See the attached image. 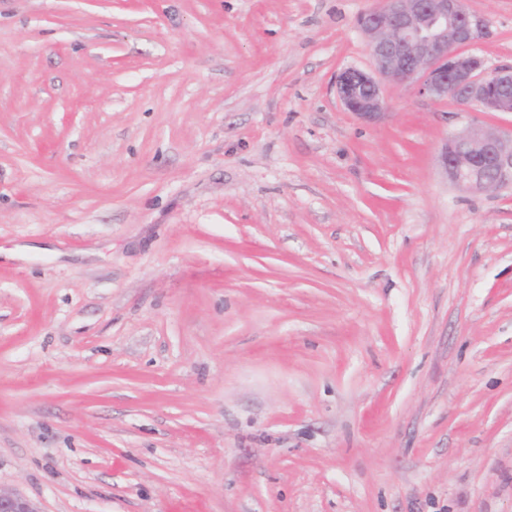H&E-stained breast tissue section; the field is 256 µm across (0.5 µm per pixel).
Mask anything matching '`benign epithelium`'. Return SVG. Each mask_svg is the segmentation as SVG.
<instances>
[{
	"label": "benign epithelium",
	"instance_id": "7a95c632",
	"mask_svg": "<svg viewBox=\"0 0 512 512\" xmlns=\"http://www.w3.org/2000/svg\"><path fill=\"white\" fill-rule=\"evenodd\" d=\"M358 27L370 67L346 68L336 76L337 95L348 111L366 120L384 112L383 83L390 80L464 111L512 112V66L491 70L481 56L465 52L486 29L465 0H380L359 16ZM440 162L463 191L511 188L512 131L470 123L448 136ZM0 512L40 509L24 495L0 489Z\"/></svg>",
	"mask_w": 512,
	"mask_h": 512
}]
</instances>
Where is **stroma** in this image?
<instances>
[{
	"label": "stroma",
	"mask_w": 512,
	"mask_h": 512,
	"mask_svg": "<svg viewBox=\"0 0 512 512\" xmlns=\"http://www.w3.org/2000/svg\"><path fill=\"white\" fill-rule=\"evenodd\" d=\"M377 0H0V487L42 512H512V189ZM512 63V0H467ZM448 179L467 192L512 187V131L469 123L448 136L440 152Z\"/></svg>",
	"instance_id": "35a3bbf8"
}]
</instances>
